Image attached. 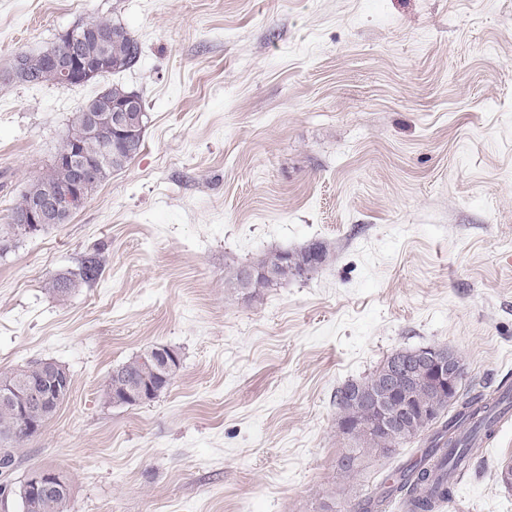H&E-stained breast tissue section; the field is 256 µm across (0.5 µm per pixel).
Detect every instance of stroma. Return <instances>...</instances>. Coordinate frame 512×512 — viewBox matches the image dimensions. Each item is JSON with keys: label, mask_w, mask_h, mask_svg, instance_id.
<instances>
[{"label": "stroma", "mask_w": 512, "mask_h": 512, "mask_svg": "<svg viewBox=\"0 0 512 512\" xmlns=\"http://www.w3.org/2000/svg\"><path fill=\"white\" fill-rule=\"evenodd\" d=\"M141 47L69 88L0 83V209L49 164L73 112L139 93L142 152L71 221L0 253V372L53 359L67 400L0 484L51 467L73 512H321L354 503L422 441L353 479L336 389L439 345L465 384L512 379V0H0V73L94 17ZM323 242L314 272L257 295L237 267ZM104 259L59 300L53 278ZM154 344L182 367L122 406L113 367ZM503 421L440 512H512Z\"/></svg>", "instance_id": "obj_1"}]
</instances>
